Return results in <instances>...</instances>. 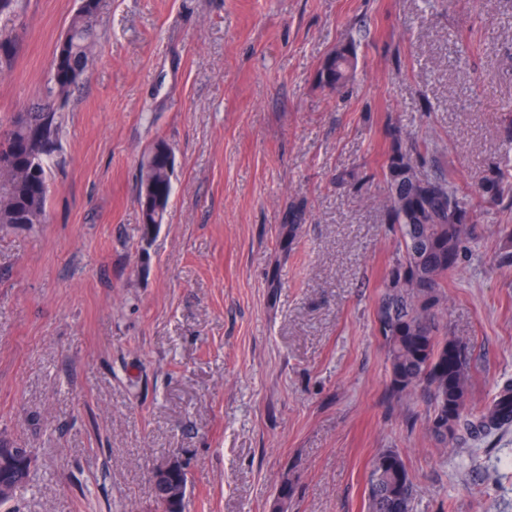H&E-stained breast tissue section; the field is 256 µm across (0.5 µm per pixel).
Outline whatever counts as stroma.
Instances as JSON below:
<instances>
[{"label":"stroma","mask_w":512,"mask_h":512,"mask_svg":"<svg viewBox=\"0 0 512 512\" xmlns=\"http://www.w3.org/2000/svg\"><path fill=\"white\" fill-rule=\"evenodd\" d=\"M78 6L0 14V125L48 103ZM95 30L56 105L47 221L0 224V445L35 459L0 512H157L172 456L186 512H366L383 449L412 512H512V429L437 444L424 393L392 394L376 322L397 239L386 152L424 142L426 172L477 187L512 120V0H103ZM339 44L357 63L341 90L317 78ZM160 139L173 193L146 224ZM510 224L512 194L445 290L478 410L512 380ZM158 148L169 147L164 140H158L153 149H151L152 151H149L143 162L142 177L138 191V200L141 207L142 221L146 224L164 223L168 214L173 190L172 176L174 171L169 170V167H175V158L173 157L172 153L169 152V159L167 164L165 157L156 153V149ZM146 183L148 184L147 194L144 193V185ZM146 198H151L153 200L154 203L151 207L145 206L144 199ZM156 202H159L160 205L157 206ZM187 468L185 464L176 456H173L156 466L152 471V484L154 489L155 500L165 509H169L171 503L180 497V494L187 489L181 484L174 487L170 484L171 479L176 473H185L188 482Z\"/></svg>","instance_id":"1"}]
</instances>
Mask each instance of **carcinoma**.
<instances>
[{
    "label": "carcinoma",
    "mask_w": 512,
    "mask_h": 512,
    "mask_svg": "<svg viewBox=\"0 0 512 512\" xmlns=\"http://www.w3.org/2000/svg\"><path fill=\"white\" fill-rule=\"evenodd\" d=\"M101 0H80L64 39L56 46L50 97L65 100L79 84L95 46L94 22ZM15 38L0 32V65L15 56ZM355 56L348 45L328 53L318 81L339 88L352 80ZM59 116L50 105L29 113L28 122L11 121L0 130V224H43L50 192L47 169L57 150ZM509 162L489 170L477 189L465 192L451 175L435 171L422 178L428 146L417 140L405 145L399 139L386 154L383 178L388 221L397 226V257L376 311L379 330L388 347L390 387L395 395L418 389L431 396L429 432L440 442L496 430L499 417L512 418V384L483 410L469 404L467 349L454 339L440 336V310L448 272L455 270L470 251L471 227L483 210L499 205L504 185L512 181V120L501 130ZM146 156L138 191L142 223L162 224L172 196L173 171L156 149ZM31 470L0 466V488L21 487ZM416 486L402 456L380 452L371 465L368 512H411Z\"/></svg>",
    "instance_id": "cac0c4a2"
}]
</instances>
